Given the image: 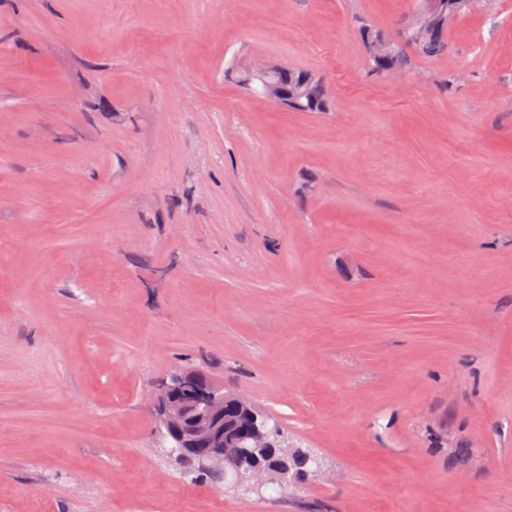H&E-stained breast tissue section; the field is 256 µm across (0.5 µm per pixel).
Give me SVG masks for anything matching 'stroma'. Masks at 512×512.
I'll return each mask as SVG.
<instances>
[{"mask_svg": "<svg viewBox=\"0 0 512 512\" xmlns=\"http://www.w3.org/2000/svg\"><path fill=\"white\" fill-rule=\"evenodd\" d=\"M419 2L0 0V512H512V0L370 75ZM177 365L317 470L185 475ZM282 66L277 63L265 61L248 62L243 66V73L246 81L255 80L259 90L265 98L277 104L288 103L289 93L282 85L271 79L273 72L280 70ZM310 93L313 101L317 103L316 108H313L310 105V101L306 100L305 102L300 101L302 106L288 105V109L299 112H327L330 108V100L322 79L318 78V80L312 85ZM322 105L326 106V109H322Z\"/></svg>", "mask_w": 512, "mask_h": 512, "instance_id": "35a3bbf8", "label": "stroma"}]
</instances>
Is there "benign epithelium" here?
Wrapping results in <instances>:
<instances>
[{"label": "benign epithelium", "instance_id": "obj_1", "mask_svg": "<svg viewBox=\"0 0 512 512\" xmlns=\"http://www.w3.org/2000/svg\"><path fill=\"white\" fill-rule=\"evenodd\" d=\"M457 8L458 0H425L402 29L401 39L368 34V55L379 62L396 46L422 40L436 27L440 16ZM279 69L277 63L253 61L243 66V73L246 80L257 82L262 96L285 104L289 93L271 79ZM196 378L194 370L176 366L170 381L152 397L155 418L171 452L202 470L224 475V485L234 491L255 494L267 485L284 486L287 475L276 468L243 469V461L252 457L255 449L272 447L265 418L242 397L226 393L214 383L200 387ZM198 436L204 437L209 447H194Z\"/></svg>", "mask_w": 512, "mask_h": 512}]
</instances>
